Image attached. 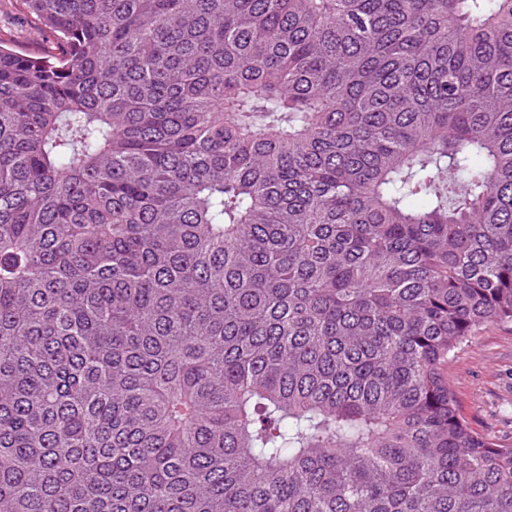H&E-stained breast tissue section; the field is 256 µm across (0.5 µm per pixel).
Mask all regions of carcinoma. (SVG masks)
<instances>
[{"mask_svg":"<svg viewBox=\"0 0 512 512\" xmlns=\"http://www.w3.org/2000/svg\"><path fill=\"white\" fill-rule=\"evenodd\" d=\"M18 2L0 512H512V0ZM0 40L31 54L50 50L53 42L39 21L19 9L15 0H0ZM448 382L473 430L512 445V323L473 336L448 363Z\"/></svg>","mask_w":512,"mask_h":512,"instance_id":"cac0c4a2","label":"carcinoma"}]
</instances>
